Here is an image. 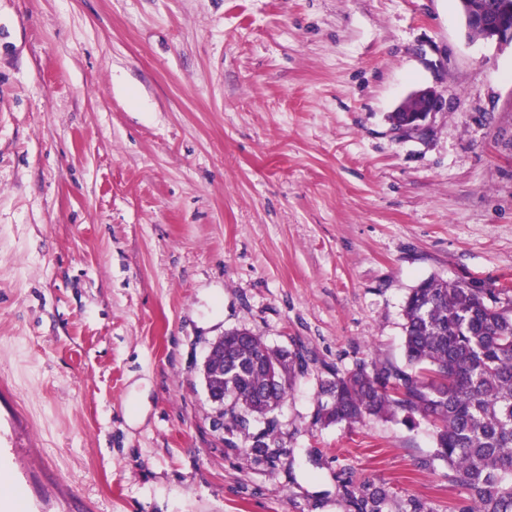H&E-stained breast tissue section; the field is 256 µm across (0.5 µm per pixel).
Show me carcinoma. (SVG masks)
Segmentation results:
<instances>
[{
    "instance_id": "1",
    "label": "carcinoma",
    "mask_w": 512,
    "mask_h": 512,
    "mask_svg": "<svg viewBox=\"0 0 512 512\" xmlns=\"http://www.w3.org/2000/svg\"><path fill=\"white\" fill-rule=\"evenodd\" d=\"M404 365L360 362L330 372L315 420L352 426L390 420L434 428V456L466 490L461 512H512V288L467 280H422L403 305ZM304 374L300 354L273 349L247 329L224 332L207 378L224 389V428L272 459L277 423L269 414ZM389 492L365 490L356 512H384Z\"/></svg>"
}]
</instances>
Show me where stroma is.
I'll return each mask as SVG.
<instances>
[{
    "label": "stroma",
    "mask_w": 512,
    "mask_h": 512,
    "mask_svg": "<svg viewBox=\"0 0 512 512\" xmlns=\"http://www.w3.org/2000/svg\"><path fill=\"white\" fill-rule=\"evenodd\" d=\"M431 276L512 283V47L457 0H0V419L102 512H458L433 427L315 422ZM235 328L306 360L271 463L202 382ZM445 102L431 87L419 88L413 91L397 108L396 112L407 113L412 116L409 122L393 125L397 133L418 131L426 126L430 115L444 109ZM389 492L383 486H372L365 490L360 501L355 503L357 512H384Z\"/></svg>",
    "instance_id": "1"
}]
</instances>
